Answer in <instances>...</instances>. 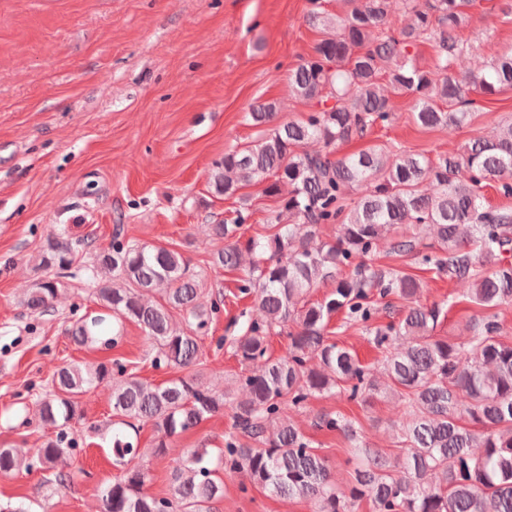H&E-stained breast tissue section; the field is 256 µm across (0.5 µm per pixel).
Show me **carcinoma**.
Listing matches in <instances>:
<instances>
[{
	"instance_id": "carcinoma-1",
	"label": "carcinoma",
	"mask_w": 512,
	"mask_h": 512,
	"mask_svg": "<svg viewBox=\"0 0 512 512\" xmlns=\"http://www.w3.org/2000/svg\"><path fill=\"white\" fill-rule=\"evenodd\" d=\"M399 2L409 21L392 33L386 30L392 0H347L349 9L334 18L313 9L309 23L324 36L288 73L293 94L309 103V112L212 165L209 184L217 195L233 196L253 182L281 199L273 234L242 239L252 217L244 202L231 220L207 225L216 245L211 263L243 270L240 292L255 295L232 343L245 367L235 384L246 398L233 408L224 451L215 460L206 448L184 452L171 467L170 493L148 494L149 471L134 438L139 427H154L151 455L165 458L176 439L224 411V393L196 373L155 385L119 359L110 365L70 362L53 372L37 398L42 427L51 435L35 455L50 489L71 482L67 459L75 441L69 430L81 420L82 399L109 382L112 418L105 429L112 430L120 473L100 487L101 512H213L224 498L226 474H238L272 497L306 499L313 512H355L363 501L372 512H512V342L502 336L498 313L512 303V208H487L483 194L494 181L497 191L512 196V123L470 139L460 152L433 157L380 145L337 159L330 151L388 124L394 94L416 95L414 120L422 128L470 123L472 94L512 88V49L460 81L452 75L462 53L456 32L468 21L474 0ZM424 41L435 42L429 69L410 52ZM277 112L276 103H259L246 119L268 126ZM349 190L359 194L351 207L344 203ZM286 216L297 223H282ZM323 224L337 225L336 238L315 240ZM420 224L435 230L437 247L426 253L409 232ZM400 225L408 231L394 240L392 251L418 258L463 287L462 297L481 311L468 335H434L445 312L418 303L423 280L364 261L384 233ZM84 246L94 257L83 275L95 285L101 312L72 322L74 344L116 345L128 322L146 333L145 356L153 366L203 365L198 333L224 307V295L202 307L200 282L183 255L135 241L126 224L113 225L109 247L93 239ZM73 264L69 239L62 233L50 237L38 266L51 275L31 286L23 307L38 315L51 310ZM328 281L333 288L322 300L307 299ZM375 294L397 295L407 307L396 319L377 324ZM338 312L361 326L383 353L393 391L408 408L397 431L402 455L392 458L355 445L357 463L345 489L336 487L326 459L284 414L286 407L303 408L324 394L365 402L377 391L371 368L329 337V322ZM282 332L288 352L274 358L270 338ZM319 425L357 439L356 421L342 413L320 416ZM32 467L27 454L0 448L1 475Z\"/></svg>"
}]
</instances>
